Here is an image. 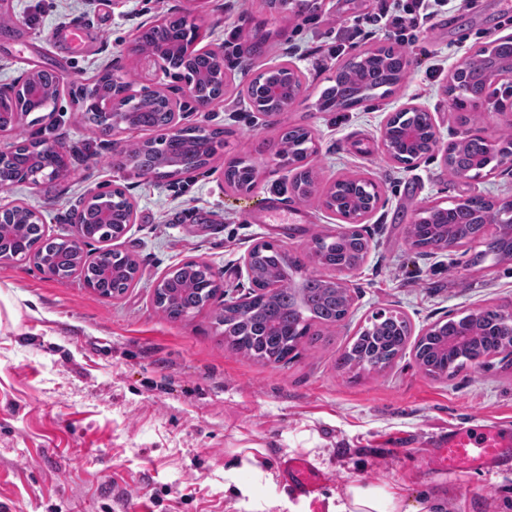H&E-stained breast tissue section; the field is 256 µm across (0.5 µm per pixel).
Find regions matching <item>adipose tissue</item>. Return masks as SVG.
<instances>
[{
  "label": "adipose tissue",
  "mask_w": 512,
  "mask_h": 512,
  "mask_svg": "<svg viewBox=\"0 0 512 512\" xmlns=\"http://www.w3.org/2000/svg\"><path fill=\"white\" fill-rule=\"evenodd\" d=\"M442 508L441 501L436 499L413 506L384 487L353 482L336 492L328 512H441Z\"/></svg>",
  "instance_id": "ef3b65f1"
}]
</instances>
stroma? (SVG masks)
<instances>
[{"label":"stroma","instance_id":"35a3bbf8","mask_svg":"<svg viewBox=\"0 0 512 512\" xmlns=\"http://www.w3.org/2000/svg\"><path fill=\"white\" fill-rule=\"evenodd\" d=\"M318 4L308 24L296 8L272 14L261 0H0L7 22L0 85L28 71L61 72L66 83L52 113H29L21 127L69 154L68 174L55 187L0 188V206L27 204L42 213L50 236L65 239L88 189H122L134 223L109 246L139 266L138 281L106 300L78 275L51 281L29 261L0 265V512H289L292 482L283 464L292 457L328 476L307 493L304 512H327V497L352 481L388 487L411 504L436 491L446 512H512V460L492 473L448 474L433 465L449 428L512 430L511 359L470 362L441 379L420 370L409 349L379 374L336 366L377 310L402 313L416 336L447 315L512 307V261L474 267L477 245L425 255L406 242L426 205L474 195L512 199V164L457 178L441 149L407 168L380 146L387 114L407 104L433 113L442 145L456 140L462 127L448 106L450 72L478 47L512 34V22L501 0L440 17L406 47L410 68L392 94L323 112L320 94L344 60L390 40L364 35L340 58L322 59L315 47L335 44L337 29L376 12L378 0ZM173 12L205 30L202 47L224 50V96L207 107L185 96L183 80L159 66L143 71L140 56L128 51L144 24ZM72 22L95 35L91 48L70 52L53 40L56 28ZM282 63L298 68L303 97L276 115L255 112L250 80ZM114 68L134 75L135 89L178 97L183 125L223 130V150L198 171L162 180L118 165L120 145L152 132L100 134L72 94ZM495 87L498 96L471 112L473 130L492 141L512 124V81ZM284 123L311 130L318 191L340 177L369 178L381 205L360 226L370 253L349 276L356 295L350 316L324 329L315 347L265 365L225 344L215 318L220 301L172 322L158 311L154 286L197 260L219 272L228 294L242 296L249 283L241 259L262 240L305 256V273L333 278L307 253L313 235L334 233L340 222L317 198L298 201L294 170L273 161ZM232 157L255 164L252 191L225 184ZM263 198L300 207L305 223L256 222L247 207ZM255 446L264 449L263 461L233 469ZM228 483L248 486L249 495L225 491Z\"/></svg>","mask_w":512,"mask_h":512}]
</instances>
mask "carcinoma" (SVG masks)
<instances>
[{"label":"carcinoma","instance_id":"obj_1","mask_svg":"<svg viewBox=\"0 0 512 512\" xmlns=\"http://www.w3.org/2000/svg\"><path fill=\"white\" fill-rule=\"evenodd\" d=\"M191 29L183 17L170 16L161 23L145 30L134 42V53L162 54L164 69L187 72L198 83L199 91L206 93L213 82L215 63L205 55L187 56L181 50L184 40L190 37ZM363 66L344 65L336 73L335 83L325 88L320 95L325 111L349 109L377 91L389 94L405 75V52L394 46H382L364 53ZM131 112V127L140 130H164L171 117L164 106L153 100L141 99L133 107L123 105ZM221 133L201 127H186L180 134L171 138L163 135L142 143H131L122 148L120 164L130 165L138 175L146 177H175L184 172L197 170L208 164L216 153V146L222 144ZM280 150L286 164L297 170L296 178L307 186L298 195L307 199L313 192L312 170L303 163V153L311 141V131L300 125H288L280 129ZM494 158L487 150L486 139L471 135L452 148L448 160V171L455 176L460 171L470 173L487 167ZM256 167L252 163L233 160L224 173L226 183L236 190H249L254 187ZM491 207V201L483 198H470L452 208L435 207L412 224V238L417 243L435 242L442 235L466 239L481 238L484 249L476 252L471 264L479 265L494 255L496 259L505 257L499 239L487 234L483 225L477 223V215ZM39 238V229L20 219H5L0 240L9 241L13 247L30 243ZM66 241L58 243L57 249L42 256L41 261L55 264L62 275L74 266V261L65 253ZM369 243L360 231H355L345 244L338 243L330 235H317L313 238L311 250H324L323 256L331 262L336 253H342L350 262ZM116 272L104 288L113 295L123 294L131 285L126 274L128 266L134 264L129 256L109 251ZM304 267L302 259L293 256L288 267L280 266L277 255L270 249L259 252L258 275L262 282L277 279L281 288L270 295H262L253 302L249 314H236L233 310H220L217 319L224 325V339L236 351L253 359L269 363H279L287 359L297 344L306 341L310 346L321 340V335L310 332L312 325L332 326L340 322L344 311V298L334 288L332 282L322 276L306 274L295 278ZM212 275L206 263H188L176 268L170 275L172 288L165 298L157 301L163 315L173 321L180 320L194 310L204 307L207 300L200 292L199 285ZM474 344L458 351L453 361L456 367H463L472 359L477 350L493 352L512 335V328L498 318V311L484 310L474 316ZM407 333L402 322L379 321L357 337L350 351L338 359L341 365H353V361L365 354L376 353L387 362L395 359ZM444 357L434 344L427 340L419 360L422 370L443 364Z\"/></svg>","mask_w":512,"mask_h":512}]
</instances>
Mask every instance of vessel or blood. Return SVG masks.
<instances>
[{"mask_svg": "<svg viewBox=\"0 0 512 512\" xmlns=\"http://www.w3.org/2000/svg\"><path fill=\"white\" fill-rule=\"evenodd\" d=\"M512 455V434L501 430L477 431L467 427L449 429L448 437L434 460L436 469L448 472L483 470ZM288 475L303 488L315 491L325 476L305 460L290 459Z\"/></svg>", "mask_w": 512, "mask_h": 512, "instance_id": "b4317fda", "label": "vessel or blood"}]
</instances>
